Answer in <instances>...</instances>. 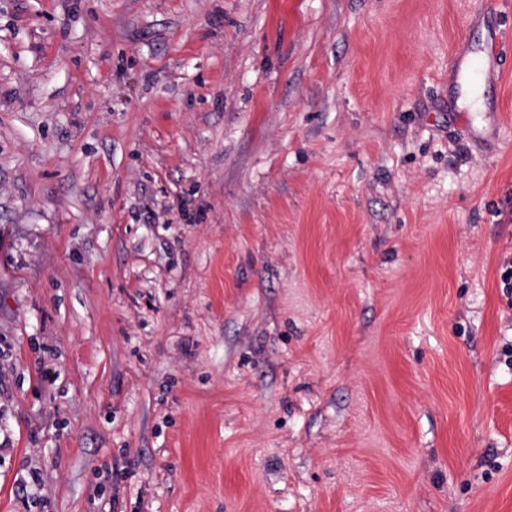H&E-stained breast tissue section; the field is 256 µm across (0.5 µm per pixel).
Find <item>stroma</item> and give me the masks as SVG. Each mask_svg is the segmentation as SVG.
I'll return each instance as SVG.
<instances>
[{"mask_svg":"<svg viewBox=\"0 0 512 512\" xmlns=\"http://www.w3.org/2000/svg\"><path fill=\"white\" fill-rule=\"evenodd\" d=\"M512 0H0V512H512ZM505 35L495 33L479 53L471 54L460 46L453 58L449 78L464 88L467 96L482 100V89L491 82L500 80L502 71L497 68L502 61Z\"/></svg>","mask_w":512,"mask_h":512,"instance_id":"obj_1","label":"stroma"}]
</instances>
